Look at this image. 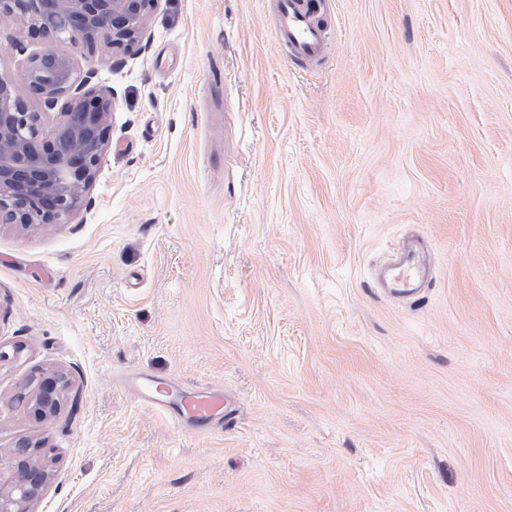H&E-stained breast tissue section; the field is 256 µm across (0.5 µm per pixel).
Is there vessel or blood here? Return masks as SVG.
Instances as JSON below:
<instances>
[{
  "label": "vessel or blood",
  "mask_w": 512,
  "mask_h": 512,
  "mask_svg": "<svg viewBox=\"0 0 512 512\" xmlns=\"http://www.w3.org/2000/svg\"><path fill=\"white\" fill-rule=\"evenodd\" d=\"M274 30L277 39L288 45L293 56L311 58L326 48L323 28L314 25L299 0H277ZM431 272L420 240H405L394 255L391 267L378 281L387 293L415 296L428 287ZM125 387L138 393L142 403L158 410H172L180 429L207 427L231 419L233 411L223 391L182 393L174 385L142 375L125 379Z\"/></svg>",
  "instance_id": "b4317fda"
}]
</instances>
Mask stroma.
Here are the masks:
<instances>
[{
  "label": "stroma",
  "mask_w": 512,
  "mask_h": 512,
  "mask_svg": "<svg viewBox=\"0 0 512 512\" xmlns=\"http://www.w3.org/2000/svg\"><path fill=\"white\" fill-rule=\"evenodd\" d=\"M293 57L274 0H162L109 57L87 212L0 223V473L32 512H512V0H316ZM410 236L421 301L372 286ZM72 384L55 417L17 401ZM143 373L223 389L189 434ZM300 0H278L274 30L277 39L288 45L295 57L311 58L326 48L323 28L314 25L303 11ZM124 386L138 393L142 403L158 410L172 407V398H178L174 409L173 420L178 428L186 430L192 427L196 432L209 433L213 430H224V421L231 419L234 410L232 404L221 390L200 393H182L172 384L159 382L148 375L134 378L127 377ZM217 421V422H216ZM216 422L215 425L210 426ZM199 429L200 427H207ZM11 454L12 474L0 476V512H30V505L39 498L51 472L46 454L30 453L29 448H43L39 442L20 443Z\"/></svg>",
  "instance_id": "1"
}]
</instances>
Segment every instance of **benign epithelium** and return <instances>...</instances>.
Segmentation results:
<instances>
[{
    "instance_id": "obj_1",
    "label": "benign epithelium",
    "mask_w": 512,
    "mask_h": 512,
    "mask_svg": "<svg viewBox=\"0 0 512 512\" xmlns=\"http://www.w3.org/2000/svg\"><path fill=\"white\" fill-rule=\"evenodd\" d=\"M162 0H0V19L18 25L14 43L24 54L27 41L47 45L27 56L28 97L17 93L11 77L0 74V223L32 227L66 224L88 208V194L109 146L114 95L91 86L96 67L78 68L66 44L88 49L100 43L112 51L137 54L148 17ZM62 105L53 124L31 108ZM69 386L63 373L47 378L26 395L40 419L57 415ZM38 442L19 444L11 454L12 474L0 477V512H30L51 472L46 455L31 453Z\"/></svg>"
}]
</instances>
